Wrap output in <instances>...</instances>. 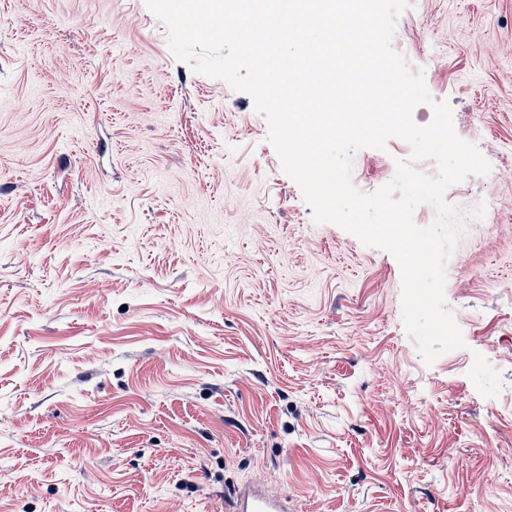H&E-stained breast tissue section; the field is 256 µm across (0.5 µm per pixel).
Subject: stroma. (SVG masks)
<instances>
[{
	"label": "stroma",
	"instance_id": "35a3bbf8",
	"mask_svg": "<svg viewBox=\"0 0 512 512\" xmlns=\"http://www.w3.org/2000/svg\"><path fill=\"white\" fill-rule=\"evenodd\" d=\"M392 46L490 164L445 192L490 211L430 365L398 261L314 222L146 0H0V512H512V0H411ZM233 512H288V501L270 496L255 488L240 490L235 498Z\"/></svg>",
	"mask_w": 512,
	"mask_h": 512
}]
</instances>
